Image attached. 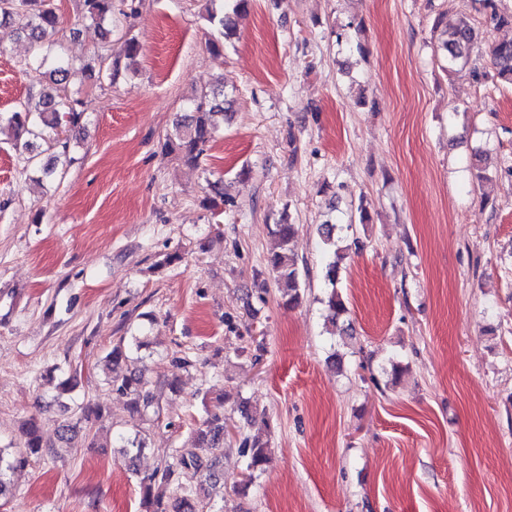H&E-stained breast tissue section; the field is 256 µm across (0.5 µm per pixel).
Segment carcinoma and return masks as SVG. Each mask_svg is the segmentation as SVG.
Listing matches in <instances>:
<instances>
[{
	"label": "carcinoma",
	"instance_id": "obj_1",
	"mask_svg": "<svg viewBox=\"0 0 512 512\" xmlns=\"http://www.w3.org/2000/svg\"><path fill=\"white\" fill-rule=\"evenodd\" d=\"M214 7L208 11V20L219 28V36L211 40V48L218 52L222 38L233 28V17L247 11L249 0H210ZM478 4L476 11L483 15L488 27L498 29L512 27V11L500 8V0H473ZM84 17L98 25H104L103 38L112 35L113 0H82ZM18 22V36L26 39L32 47V59L27 66L41 72L42 80L37 92L20 101L12 111L0 113V124L5 122L16 132L25 136L17 144L23 155V170L32 169L40 176L53 181L61 173V167L70 163L71 147L76 137L73 132L84 127V112L81 100L68 89L71 63L57 57L54 65L43 70L50 47L47 36L59 24L56 0H0V27L5 23ZM480 29L469 14H462L458 21L445 29L441 49L444 51L448 75L466 73L476 80L491 79L497 86L512 87V41L492 43L487 54L493 75L482 70L473 58L479 40ZM140 52L136 38L124 40L121 50L113 55L104 53L90 59L83 69L97 72V80L112 79L120 65L130 67ZM192 115L186 121L176 123L174 132L167 136L163 149L176 154L186 165L197 166L214 133V117L224 114V102L202 92L190 99ZM51 133L55 136L57 151L47 161L38 160L34 154V141ZM336 224H322L319 234L324 245V280L327 295L326 318L336 323L346 311L342 295L337 291L340 274L351 245L337 233ZM295 233L293 224L275 225L276 249L268 257L269 271L281 289V297L288 306L296 305L301 299V282L298 262L291 249ZM128 358L124 340H119L107 353L106 360L112 364V376L108 379L111 390L129 397L132 411L141 413L153 404L148 381L142 374L122 373L118 366ZM194 434L206 447L215 452L224 451V417L209 410L199 421ZM267 442L262 432L254 435L244 433L239 441V453L245 459L244 485L253 484L268 467ZM55 454L54 446L43 440L39 429L31 423L24 432L23 441L13 453L0 449V495L7 487L8 476L24 467L30 458L38 455ZM201 478L211 486L217 485L212 472V460L200 456L173 455L163 468L140 480L142 489V512H204L206 503L199 493L187 486L186 481Z\"/></svg>",
	"mask_w": 512,
	"mask_h": 512
}]
</instances>
